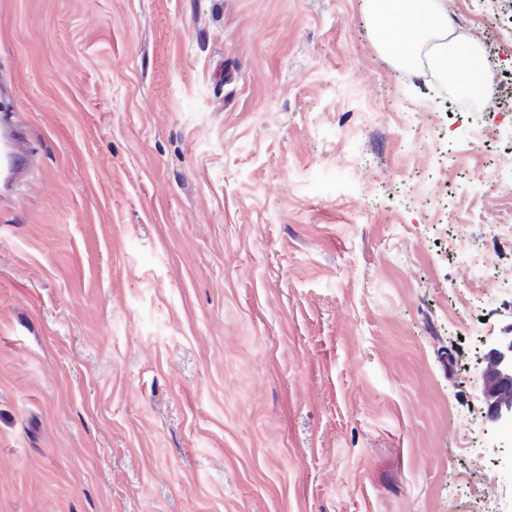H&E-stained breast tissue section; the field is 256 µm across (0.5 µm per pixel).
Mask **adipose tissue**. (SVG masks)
Returning <instances> with one entry per match:
<instances>
[{"instance_id":"ef3b65f1","label":"adipose tissue","mask_w":512,"mask_h":512,"mask_svg":"<svg viewBox=\"0 0 512 512\" xmlns=\"http://www.w3.org/2000/svg\"><path fill=\"white\" fill-rule=\"evenodd\" d=\"M365 7L380 51L398 66L453 71L471 92L490 87L484 51L453 23L447 0H365Z\"/></svg>"}]
</instances>
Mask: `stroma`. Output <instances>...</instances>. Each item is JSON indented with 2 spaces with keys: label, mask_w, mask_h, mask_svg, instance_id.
Returning <instances> with one entry per match:
<instances>
[{
  "label": "stroma",
  "mask_w": 512,
  "mask_h": 512,
  "mask_svg": "<svg viewBox=\"0 0 512 512\" xmlns=\"http://www.w3.org/2000/svg\"><path fill=\"white\" fill-rule=\"evenodd\" d=\"M508 68L512 0H448ZM0 512H476L512 129L364 0H0ZM484 111L487 141L468 139ZM490 464L474 462L457 433ZM32 162V152L26 136L21 130L15 131L6 114L0 115V204L11 201L10 194H3L2 189L8 182L25 176ZM8 176L4 177L3 171Z\"/></svg>",
  "instance_id": "obj_1"
}]
</instances>
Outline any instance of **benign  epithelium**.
Instances as JSON below:
<instances>
[{
    "label": "benign epithelium",
    "instance_id": "7a95c632",
    "mask_svg": "<svg viewBox=\"0 0 512 512\" xmlns=\"http://www.w3.org/2000/svg\"><path fill=\"white\" fill-rule=\"evenodd\" d=\"M486 419L504 434H512V324L489 348L483 370Z\"/></svg>",
    "mask_w": 512,
    "mask_h": 512
}]
</instances>
